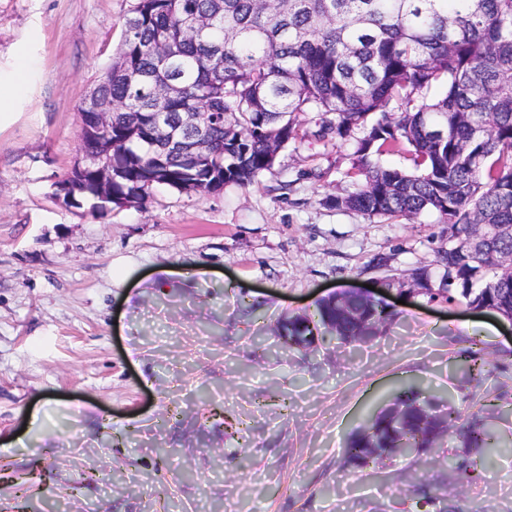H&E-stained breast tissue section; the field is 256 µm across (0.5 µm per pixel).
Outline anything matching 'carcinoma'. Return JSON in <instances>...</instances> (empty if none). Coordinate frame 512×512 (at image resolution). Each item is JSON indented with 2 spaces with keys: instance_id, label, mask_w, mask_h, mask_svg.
<instances>
[{
  "instance_id": "1",
  "label": "carcinoma",
  "mask_w": 512,
  "mask_h": 512,
  "mask_svg": "<svg viewBox=\"0 0 512 512\" xmlns=\"http://www.w3.org/2000/svg\"><path fill=\"white\" fill-rule=\"evenodd\" d=\"M98 85L121 144L110 151L103 135L87 149L112 162L113 199H142L155 186L212 192L221 174L246 188L273 171L300 115L314 112L316 140L362 133L355 191L336 205L410 222L430 211L451 230L435 249L442 276L414 270L416 295L512 313V0H137ZM134 112L168 121L135 125ZM184 112L214 113L207 148L160 154ZM394 152L413 168L380 163ZM390 319L380 300L345 292L289 321L288 336L328 326L360 343ZM468 357L483 377L475 340ZM428 406L395 398L351 434L347 462L363 468L398 448H435L454 427L462 447L490 445L492 434L458 408L431 423Z\"/></svg>"
}]
</instances>
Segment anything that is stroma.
Instances as JSON below:
<instances>
[{"instance_id":"obj_1","label":"stroma","mask_w":512,"mask_h":512,"mask_svg":"<svg viewBox=\"0 0 512 512\" xmlns=\"http://www.w3.org/2000/svg\"><path fill=\"white\" fill-rule=\"evenodd\" d=\"M134 3L0 0V83L23 87L0 124V512H512L511 331L391 295L368 343L282 344L317 300L434 265L437 214L337 206L354 140H296L246 188L159 186L98 216L59 200ZM405 391L477 414L495 446L464 474L454 430L349 466V435Z\"/></svg>"}]
</instances>
